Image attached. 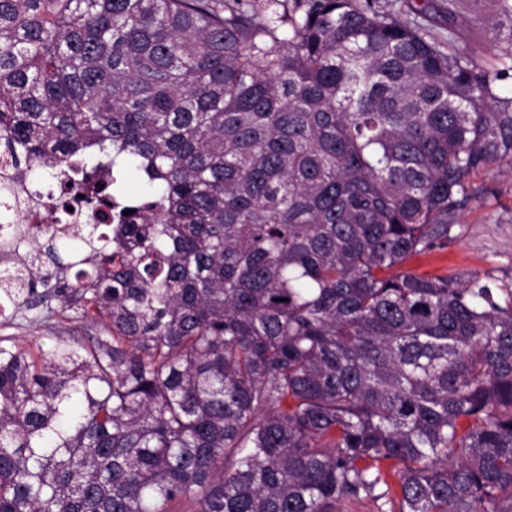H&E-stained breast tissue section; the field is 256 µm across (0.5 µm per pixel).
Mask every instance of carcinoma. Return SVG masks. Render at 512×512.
<instances>
[{
  "label": "carcinoma",
  "mask_w": 512,
  "mask_h": 512,
  "mask_svg": "<svg viewBox=\"0 0 512 512\" xmlns=\"http://www.w3.org/2000/svg\"><path fill=\"white\" fill-rule=\"evenodd\" d=\"M445 10L0 0V152L96 220L0 302L100 328L0 336V512H512V288L397 271L512 163V0ZM443 0H429L427 15L418 20L429 27L441 39H448V21L439 9ZM433 6V7H432ZM455 32L458 47L473 52L477 57L480 56L479 61H484L489 57L486 52L487 36L482 29L461 22L455 27Z\"/></svg>",
  "instance_id": "1"
}]
</instances>
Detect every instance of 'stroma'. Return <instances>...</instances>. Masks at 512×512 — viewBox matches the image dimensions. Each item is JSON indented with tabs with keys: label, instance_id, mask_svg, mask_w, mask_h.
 I'll return each instance as SVG.
<instances>
[{
	"label": "stroma",
	"instance_id": "stroma-1",
	"mask_svg": "<svg viewBox=\"0 0 512 512\" xmlns=\"http://www.w3.org/2000/svg\"><path fill=\"white\" fill-rule=\"evenodd\" d=\"M379 5H394L403 17H410L412 8L427 6L422 22L439 38L455 34L458 47L485 56V32L467 23L449 28L441 12V0H377ZM476 201L449 218L447 244L427 253L409 258L404 270L421 276L447 273L461 279L473 275L512 284V164L502 163L479 172L472 179ZM93 327L72 318L42 317L31 310L17 315L9 323L0 324V336L16 337L20 344L35 350L50 347L55 337L95 335Z\"/></svg>",
	"mask_w": 512,
	"mask_h": 512
}]
</instances>
